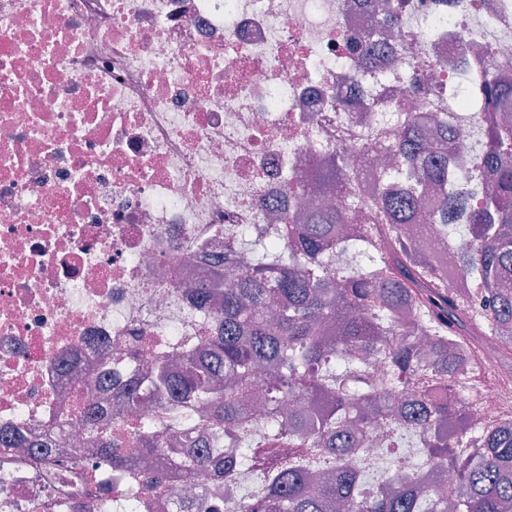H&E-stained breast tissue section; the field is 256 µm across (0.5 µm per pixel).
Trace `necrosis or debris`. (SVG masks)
Instances as JSON below:
<instances>
[{
    "mask_svg": "<svg viewBox=\"0 0 512 512\" xmlns=\"http://www.w3.org/2000/svg\"><path fill=\"white\" fill-rule=\"evenodd\" d=\"M0 0V512H225L241 495L181 449L127 470L83 436L29 454L73 408L128 436L139 411L108 391L159 355H197L212 309L189 284L224 231L266 226L304 165L344 149L353 191L398 111L469 113L448 168L485 145L474 50L512 62V0ZM470 401L498 420L512 367L496 346Z\"/></svg>",
    "mask_w": 512,
    "mask_h": 512,
    "instance_id": "obj_1",
    "label": "necrosis or debris"
}]
</instances>
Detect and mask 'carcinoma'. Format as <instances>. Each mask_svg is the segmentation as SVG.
Instances as JSON below:
<instances>
[{"label":"carcinoma","mask_w":512,"mask_h":512,"mask_svg":"<svg viewBox=\"0 0 512 512\" xmlns=\"http://www.w3.org/2000/svg\"><path fill=\"white\" fill-rule=\"evenodd\" d=\"M485 87L493 111L482 115L488 150L475 163V174L489 175L482 193L448 180V125L429 142L422 118L409 116L387 148L400 159V179L383 174L377 198L359 200L365 223L351 224L352 210L338 198L313 213L288 211L270 225L271 244L256 238L247 247L243 227L224 238V266L194 289L200 305L215 307L218 332L178 374L158 363L154 388L172 417L198 406L211 428L206 450L183 454L186 470L255 482L244 512H330L337 502L345 512H512V420L472 430L461 400L475 387L474 337L512 358V121L499 113L512 102V66ZM353 178L339 154L288 191L339 193ZM417 224L432 225L444 248L448 231L469 233L453 268L463 287H448L440 255L408 235ZM239 259L251 266L246 277L234 274ZM373 357L393 374L384 388L370 385ZM283 395L301 405L282 411ZM253 397L267 401L273 433L259 446ZM74 427L114 465L130 464L129 449L91 416ZM226 427L235 453H224ZM402 431L418 438L431 472L398 456L387 486L375 490L360 465L397 447ZM445 471L457 484L449 499L438 481Z\"/></svg>","instance_id":"carcinoma-1"}]
</instances>
